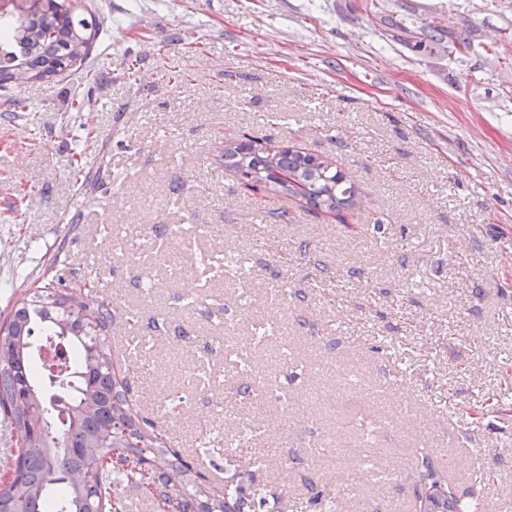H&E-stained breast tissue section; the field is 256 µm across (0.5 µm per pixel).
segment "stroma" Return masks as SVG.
<instances>
[{"label":"stroma","instance_id":"obj_1","mask_svg":"<svg viewBox=\"0 0 512 512\" xmlns=\"http://www.w3.org/2000/svg\"><path fill=\"white\" fill-rule=\"evenodd\" d=\"M78 2L105 84L0 89V320L50 263L124 277L132 396L214 486L249 459L296 512H409L417 450L470 447L492 479L453 482L512 512V0H404L468 25L463 59L366 0ZM246 136L327 158L361 210L246 188L220 158ZM346 452L377 460L356 480ZM397 12L398 9L386 11L379 21L391 38L404 43L417 55L448 56V52L464 55L471 47L472 40L466 26L448 29L425 23L417 17L416 8L408 9L406 16L398 14L394 17Z\"/></svg>","mask_w":512,"mask_h":512}]
</instances>
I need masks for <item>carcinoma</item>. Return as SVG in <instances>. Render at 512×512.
Here are the masks:
<instances>
[{
  "instance_id": "obj_1",
  "label": "carcinoma",
  "mask_w": 512,
  "mask_h": 512,
  "mask_svg": "<svg viewBox=\"0 0 512 512\" xmlns=\"http://www.w3.org/2000/svg\"><path fill=\"white\" fill-rule=\"evenodd\" d=\"M410 8L380 16L384 31L417 55L465 54L472 40L457 29L424 22ZM102 33L71 0H49L47 12L25 22L0 15V88L15 74L44 83L76 72ZM224 166L249 187L326 213L361 208L355 184L333 164L288 147L253 142L224 145ZM120 321L112 301L93 288H70L54 276L26 293L0 324V423L17 435L18 476L0 483V512H122L121 493L142 490L159 512H279L280 493L253 487L251 472H234L224 489L129 400L130 380L107 342ZM42 332L72 350V362L42 374L32 336ZM412 512L470 504L448 470L422 450L412 474Z\"/></svg>"
}]
</instances>
